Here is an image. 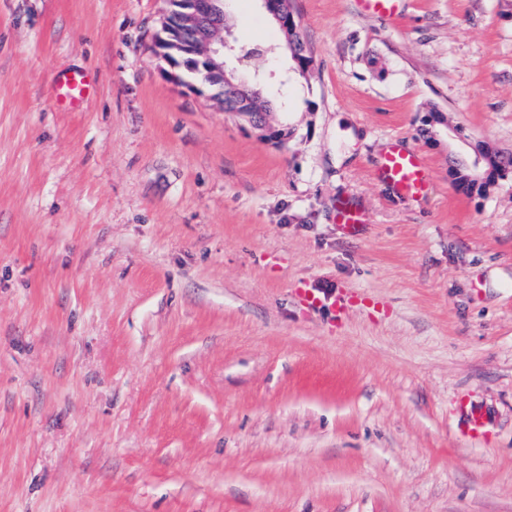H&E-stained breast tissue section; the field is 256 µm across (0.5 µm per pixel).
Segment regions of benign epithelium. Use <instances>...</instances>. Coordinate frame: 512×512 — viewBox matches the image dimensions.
Wrapping results in <instances>:
<instances>
[{
    "instance_id": "7a95c632",
    "label": "benign epithelium",
    "mask_w": 512,
    "mask_h": 512,
    "mask_svg": "<svg viewBox=\"0 0 512 512\" xmlns=\"http://www.w3.org/2000/svg\"><path fill=\"white\" fill-rule=\"evenodd\" d=\"M164 8L160 28L153 42V54L167 65L166 78L188 90L203 94L224 112L246 118L267 142L281 145L287 131L266 119L264 100L247 98L241 89L262 82L260 74L248 75L227 69L224 51L234 50L230 44V26L226 11L228 0H162ZM282 33V42L271 52H290L289 71L298 75L311 72L309 57L298 51L295 34L299 24L291 0H260ZM475 158L466 166L468 180L486 181L496 177L504 167L503 158L491 148L474 147Z\"/></svg>"
}]
</instances>
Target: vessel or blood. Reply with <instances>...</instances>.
I'll return each mask as SVG.
<instances>
[{"label": "vessel or blood", "mask_w": 512, "mask_h": 512, "mask_svg": "<svg viewBox=\"0 0 512 512\" xmlns=\"http://www.w3.org/2000/svg\"><path fill=\"white\" fill-rule=\"evenodd\" d=\"M58 102L75 107L94 90L91 75L83 70H63L53 78ZM379 177L394 195L411 198L428 197L432 183L424 158L414 150L392 148L378 166ZM336 220L345 233H356L363 220L360 210L349 200L336 203Z\"/></svg>", "instance_id": "obj_1"}]
</instances>
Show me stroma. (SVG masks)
<instances>
[{"instance_id":"obj_1","label":"stroma","mask_w":512,"mask_h":512,"mask_svg":"<svg viewBox=\"0 0 512 512\" xmlns=\"http://www.w3.org/2000/svg\"><path fill=\"white\" fill-rule=\"evenodd\" d=\"M293 5L278 146L163 77L162 0H0V512H512V173L455 180L512 155V0ZM53 86L58 103L76 107L84 102L95 86L91 75L84 70H63L55 74ZM475 158L470 165L465 164L470 175L468 180L472 182L486 181L496 177L504 167V160L491 148L478 144L474 147ZM379 177L396 196L426 198L432 183L424 158L414 150L392 147L378 166ZM337 224L347 234H354L363 224L361 211L349 200L340 199L336 202Z\"/></svg>"}]
</instances>
